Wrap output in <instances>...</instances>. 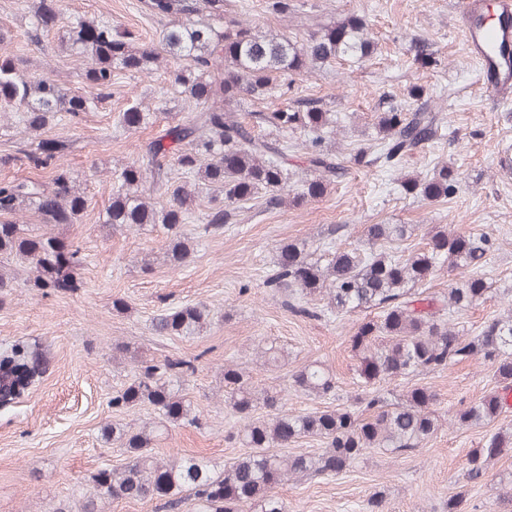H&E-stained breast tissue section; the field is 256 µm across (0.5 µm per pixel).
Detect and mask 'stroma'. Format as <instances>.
<instances>
[{"instance_id":"35a3bbf8","label":"stroma","mask_w":512,"mask_h":512,"mask_svg":"<svg viewBox=\"0 0 512 512\" xmlns=\"http://www.w3.org/2000/svg\"><path fill=\"white\" fill-rule=\"evenodd\" d=\"M271 2L231 0L256 30L300 39L341 14H358L378 44V56L360 65L334 62L296 78L284 95L258 103V110L286 107L299 96L322 99L338 121L336 140L347 152L367 146L376 114L409 104L408 90L417 85L423 99L447 116L441 137L395 170L350 164L344 178L303 207L239 206L232 223L221 229L207 225L212 193L202 191L181 226L193 251L175 268L165 255L167 232L161 225L115 231L101 224L121 167L141 155L167 124L193 115V106L167 84L172 59L162 60L148 77L118 72L109 95L83 117L58 113L48 135L70 140L63 162L86 198L84 216L67 233L83 256L81 285L44 293L30 288V272L19 266L12 294L0 305V352L21 346L41 355L39 380L0 406V512H54L62 503L77 507L92 475L125 462L123 451L107 443L103 432L115 425L136 430L157 420L151 405H112L141 361L180 358L195 366L182 392L203 424L173 425L158 436L154 451L170 460L194 457L221 467L244 454L235 437L238 424L224 403L228 364L241 367L255 386L279 391L289 411L354 408L364 386L351 338L364 313L301 317L288 309L284 293L266 284L281 245H319L326 225H339L335 245L340 249L354 247L370 224L416 225L406 242L412 251L425 249L426 232L435 225L466 236L488 235L493 248L482 275L491 291L461 312L458 326L474 336L491 319L512 313V170L498 164L500 151L512 146V120L506 118L512 100L500 99L482 83L464 50L456 0H293L295 12L287 18L275 13ZM32 3L0 0V31L7 35L0 48L22 60L28 72L73 91L84 88L85 65L60 48L72 23L109 24L138 47L158 43L169 24L151 15L145 0H69L59 28L35 38L29 32ZM417 39L431 44L436 65L423 69L415 63ZM135 102L156 108L158 115L153 124L128 130L118 115ZM443 161L460 179L453 196L432 202L401 193V176L429 177L433 165ZM147 255L153 264L146 272L141 260ZM116 299L125 302L124 310L113 308ZM198 302L210 310L199 334L152 333L156 314ZM272 342L283 350L275 364L258 353ZM119 344L128 346V356L116 355ZM313 361L334 375L335 398L317 399L292 386L293 370ZM416 385L437 395L434 408L443 422L437 434L402 458L373 449L337 476L279 483L274 491L289 512H447L452 497L462 499L465 512H507L499 505L500 480L512 475V453L496 460L479 485L467 484L463 473L468 455L492 428L512 425V411L490 426L450 421L497 389L493 369L469 357L441 371L388 383L401 393ZM373 496L379 499L375 509L368 506Z\"/></svg>"}]
</instances>
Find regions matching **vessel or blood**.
<instances>
[{
    "instance_id": "vessel-or-blood-1",
    "label": "vessel or blood",
    "mask_w": 512,
    "mask_h": 512,
    "mask_svg": "<svg viewBox=\"0 0 512 512\" xmlns=\"http://www.w3.org/2000/svg\"><path fill=\"white\" fill-rule=\"evenodd\" d=\"M459 10L465 20V43L469 55L479 66L480 77L492 91L505 94L512 91V69L499 63L492 52L493 43L504 31L501 26H474L476 16L485 15V0H461Z\"/></svg>"
}]
</instances>
